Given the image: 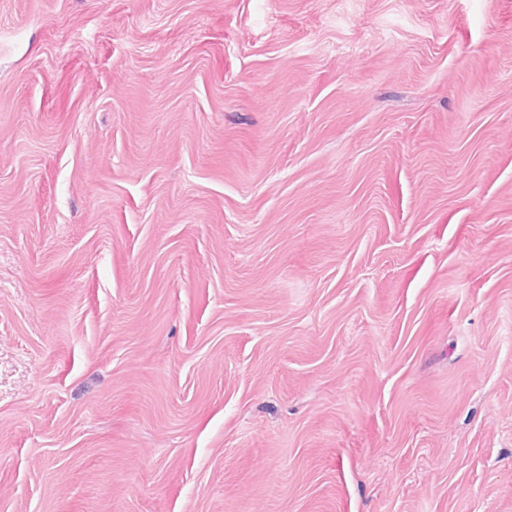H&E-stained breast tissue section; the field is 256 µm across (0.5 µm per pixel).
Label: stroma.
<instances>
[{
	"label": "stroma",
	"instance_id": "obj_1",
	"mask_svg": "<svg viewBox=\"0 0 512 512\" xmlns=\"http://www.w3.org/2000/svg\"><path fill=\"white\" fill-rule=\"evenodd\" d=\"M0 512H512V0H0Z\"/></svg>",
	"mask_w": 512,
	"mask_h": 512
}]
</instances>
